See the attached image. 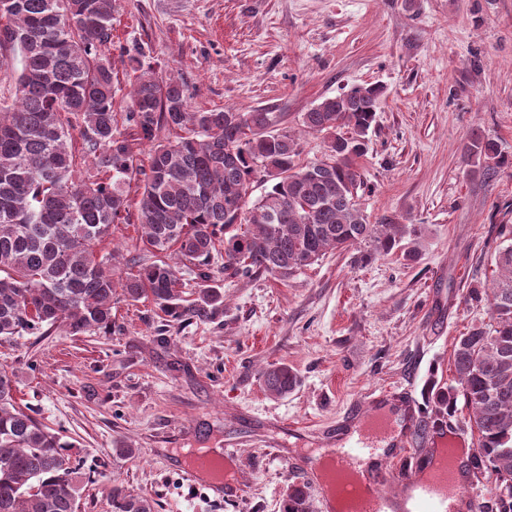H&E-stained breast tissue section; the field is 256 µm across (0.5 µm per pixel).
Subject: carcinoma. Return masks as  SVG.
<instances>
[{"label":"carcinoma","mask_w":512,"mask_h":512,"mask_svg":"<svg viewBox=\"0 0 512 512\" xmlns=\"http://www.w3.org/2000/svg\"><path fill=\"white\" fill-rule=\"evenodd\" d=\"M115 0H0V63L19 57L15 92L0 99V339L112 333V299L153 303L183 324L224 313V291L211 261L224 244V270L287 278L332 251L361 245L359 261L419 253L421 224H372L357 199V162L367 151L383 87L355 86L302 114L307 132L324 135V158L301 165L299 139L274 129L271 112H193L184 80L144 67L142 49L127 53L137 73L118 130L110 49ZM180 130L170 139L162 132ZM149 146L147 163L140 146ZM464 160L483 166L497 148L468 137ZM90 163L80 170L78 159ZM270 182L255 202L249 186ZM139 183L142 249L116 276L112 226L129 213ZM497 277L486 295L489 322L453 346L454 383L434 393L438 413L458 401L469 411L478 460L495 477L497 508L512 512V243L494 255ZM197 288L184 295L181 267ZM265 390L288 395L298 383L286 364L261 373ZM13 375L0 368V512H78L86 473L74 445L17 405ZM110 512H154L152 501L121 484L107 491ZM283 512H312L308 487L291 483Z\"/></svg>","instance_id":"cac0c4a2"}]
</instances>
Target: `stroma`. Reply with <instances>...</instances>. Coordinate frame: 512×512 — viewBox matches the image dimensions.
Returning <instances> with one entry per match:
<instances>
[{
  "label": "stroma",
  "instance_id": "35a3bbf8",
  "mask_svg": "<svg viewBox=\"0 0 512 512\" xmlns=\"http://www.w3.org/2000/svg\"><path fill=\"white\" fill-rule=\"evenodd\" d=\"M138 45L188 83L191 110L275 113L278 130L299 135L305 164L324 138L302 133V113L382 85L357 193L370 223L424 225L419 256L360 265L354 252L330 253L282 279L227 273L218 253L216 320L167 322L152 303L120 298L112 334L3 339L0 366L18 402L100 468L81 512H108L115 481L156 512H282L295 481L324 512L313 449L385 392L411 390L435 424L453 343L489 320L469 291L493 281L499 228L512 225V0H116L119 113L135 81L121 53ZM473 133L498 147L495 179L463 161ZM281 363L298 384L276 398L261 373ZM123 444L139 457L116 456ZM223 450L233 465L220 501L183 470Z\"/></svg>",
  "mask_w": 512,
  "mask_h": 512
}]
</instances>
